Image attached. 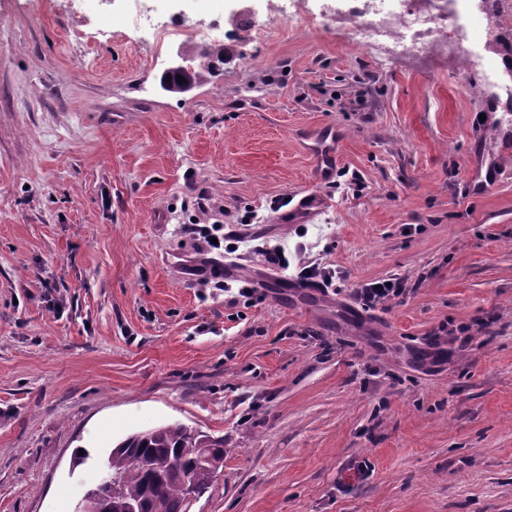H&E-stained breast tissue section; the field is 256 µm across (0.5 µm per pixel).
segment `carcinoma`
<instances>
[{
	"instance_id": "carcinoma-1",
	"label": "carcinoma",
	"mask_w": 512,
	"mask_h": 512,
	"mask_svg": "<svg viewBox=\"0 0 512 512\" xmlns=\"http://www.w3.org/2000/svg\"><path fill=\"white\" fill-rule=\"evenodd\" d=\"M206 52L215 65L172 71L161 84L163 90L182 93L179 74L191 87L214 77L217 64L224 63V44H212ZM105 464L109 481L99 488L104 512H122L129 501L140 503L142 512H190L192 491H208L224 468V438L183 423L167 424L126 437Z\"/></svg>"
}]
</instances>
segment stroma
Here are the masks:
<instances>
[{
  "mask_svg": "<svg viewBox=\"0 0 512 512\" xmlns=\"http://www.w3.org/2000/svg\"><path fill=\"white\" fill-rule=\"evenodd\" d=\"M335 4L141 0L224 33L174 96L129 0H0V512H74L173 422L228 450L191 512H512V0H466L495 70L463 77L366 53ZM204 51L211 57L214 65L197 70H186L192 68L190 62L194 60L183 55L181 50H178L176 52L177 58L173 61V65L170 68L183 70L170 72L168 77L163 79V84L160 82L163 90L168 93L182 94L184 93L182 91L184 85L193 87L194 85H200L214 77L219 71L215 63L224 64V43L212 44ZM177 75H182L186 83H178ZM387 283H390V286H387ZM401 293L402 288L399 287L397 281L385 279L366 283L361 288H358L356 299L361 303L363 308L369 310Z\"/></svg>",
  "mask_w": 512,
  "mask_h": 512,
  "instance_id": "obj_1",
  "label": "stroma"
}]
</instances>
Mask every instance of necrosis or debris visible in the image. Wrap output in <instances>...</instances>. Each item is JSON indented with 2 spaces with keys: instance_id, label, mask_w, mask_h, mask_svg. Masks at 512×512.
<instances>
[{
  "instance_id": "4bbe7bcc",
  "label": "necrosis or debris",
  "mask_w": 512,
  "mask_h": 512,
  "mask_svg": "<svg viewBox=\"0 0 512 512\" xmlns=\"http://www.w3.org/2000/svg\"><path fill=\"white\" fill-rule=\"evenodd\" d=\"M335 23L367 51L411 52L437 63L471 39V22L458 0H353Z\"/></svg>"
}]
</instances>
